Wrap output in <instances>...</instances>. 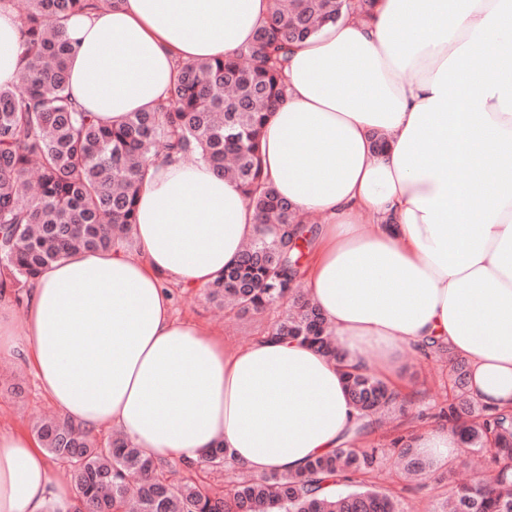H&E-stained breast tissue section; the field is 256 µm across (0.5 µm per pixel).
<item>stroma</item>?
Wrapping results in <instances>:
<instances>
[{"mask_svg": "<svg viewBox=\"0 0 512 512\" xmlns=\"http://www.w3.org/2000/svg\"><path fill=\"white\" fill-rule=\"evenodd\" d=\"M169 291L173 308L180 318L218 331L232 346L246 345L261 336L273 327L279 316L274 308L245 315L217 309L202 288L173 285ZM399 373L413 396L405 401L402 411L393 415L390 425L373 429L364 440L366 447L387 451L397 436L424 433L436 425L435 415L452 393L447 363L416 349L408 348L402 352ZM53 410L33 373L21 360L0 362V428L33 431L36 422ZM167 475L173 481H196L218 493L225 492L236 477L233 470L203 463L192 466L173 464ZM474 475L471 466L453 459L447 466L430 468L421 479L409 482L388 458L384 460L377 480L400 498L404 512H434L450 488L470 482Z\"/></svg>", "mask_w": 512, "mask_h": 512, "instance_id": "35a3bbf8", "label": "stroma"}]
</instances>
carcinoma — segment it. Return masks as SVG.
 I'll return each instance as SVG.
<instances>
[{
    "label": "carcinoma",
    "mask_w": 512,
    "mask_h": 512,
    "mask_svg": "<svg viewBox=\"0 0 512 512\" xmlns=\"http://www.w3.org/2000/svg\"><path fill=\"white\" fill-rule=\"evenodd\" d=\"M120 2L27 0L21 16L26 63L12 85L0 87V288L23 287L77 251L130 248L148 161L180 154L236 180L260 223L281 227L276 236L250 241L208 286L210 300L241 313L286 305L273 332L336 355L321 313L295 288L312 228L263 178L260 137L268 112L284 100L293 47L345 12L369 17L376 0H273L245 49L178 64L165 102L112 125L80 110L67 92L73 43L62 22L74 12ZM431 352L452 361L456 374L457 395L439 416L470 452L489 459L485 472L451 490L449 512H512V413L471 398L465 360L435 342ZM344 377L353 405L372 426L400 402L368 372ZM34 433L53 459L71 468L74 512H127L132 501L137 512H402L400 502L370 480L338 489L374 471L373 448H339L297 474L245 477L221 495L171 482L167 463L145 456L121 434L101 444L59 418L42 420ZM394 446L408 473L424 470L404 438Z\"/></svg>",
    "instance_id": "carcinoma-1"
}]
</instances>
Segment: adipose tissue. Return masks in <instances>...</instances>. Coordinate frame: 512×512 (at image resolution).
<instances>
[{"label":"adipose tissue","mask_w":512,"mask_h":512,"mask_svg":"<svg viewBox=\"0 0 512 512\" xmlns=\"http://www.w3.org/2000/svg\"><path fill=\"white\" fill-rule=\"evenodd\" d=\"M269 7L122 0L73 14L68 92L102 122L151 110L177 64L245 48ZM24 51L1 6L0 86ZM285 85L262 170L300 219H325L298 286L341 359L269 333L230 349L174 317L169 284L209 286L263 226L236 181L158 161L138 194L134 252L51 265L22 320L0 294V360L25 359L62 417L119 428L162 462L198 463L220 442L254 476L296 472L370 432L345 367L392 382L403 349L434 342L467 361L476 402L512 411V0H378L370 20L297 44ZM412 445L442 465L461 442L435 427ZM76 497L35 435L0 429V512H70Z\"/></svg>","instance_id":"obj_1"}]
</instances>
